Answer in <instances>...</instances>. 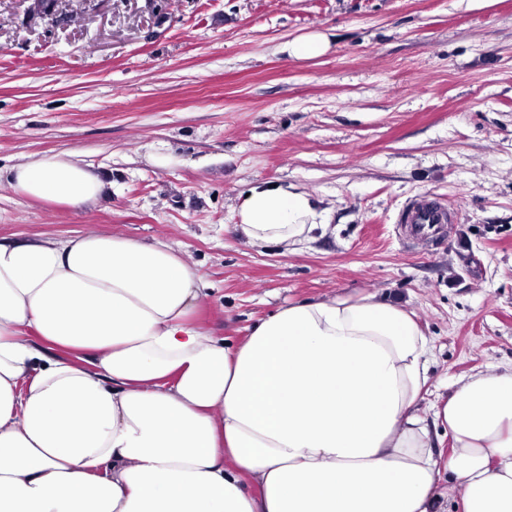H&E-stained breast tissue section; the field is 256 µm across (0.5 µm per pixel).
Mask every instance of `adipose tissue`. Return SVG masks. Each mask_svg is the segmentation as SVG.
<instances>
[{"mask_svg":"<svg viewBox=\"0 0 512 512\" xmlns=\"http://www.w3.org/2000/svg\"><path fill=\"white\" fill-rule=\"evenodd\" d=\"M31 200L97 206L78 152L6 171ZM234 232L300 251L309 193L252 187ZM202 277L163 241L0 237V512H512V367L423 414L428 339L369 293L288 304L241 343L195 319Z\"/></svg>","mask_w":512,"mask_h":512,"instance_id":"obj_1","label":"adipose tissue"}]
</instances>
